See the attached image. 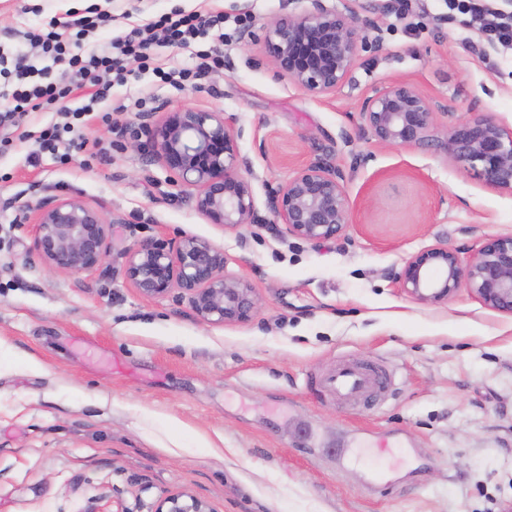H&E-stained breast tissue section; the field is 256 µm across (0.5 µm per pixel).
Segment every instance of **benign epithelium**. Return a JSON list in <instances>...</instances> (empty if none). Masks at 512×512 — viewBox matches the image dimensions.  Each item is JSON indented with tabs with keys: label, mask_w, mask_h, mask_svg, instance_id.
Instances as JSON below:
<instances>
[{
	"label": "benign epithelium",
	"mask_w": 512,
	"mask_h": 512,
	"mask_svg": "<svg viewBox=\"0 0 512 512\" xmlns=\"http://www.w3.org/2000/svg\"><path fill=\"white\" fill-rule=\"evenodd\" d=\"M312 8L290 13L266 28L264 51L273 76L289 78L316 95L336 93L350 79L366 49H378L370 19L310 0ZM364 129L383 148L437 145L483 184L512 194V127L488 114L441 126L437 112L414 85L392 81L373 89L361 106ZM153 153L176 184L194 190L196 210L227 229L272 224L311 243L345 235L351 223L346 177L324 163L298 168L268 198L269 218L258 215L250 170L241 155L242 132L228 125L224 112L177 106L144 126ZM35 226L33 250L57 273L96 272L109 252L112 223L79 196L49 198L24 215ZM224 250L184 236L175 242L142 241L125 253V274L147 299L178 290L202 321L245 323L258 312L259 298L244 279L226 272ZM395 281L421 304L448 301L465 287L488 309L512 316V234L490 236L464 263L459 252L435 245L412 255ZM157 512H211L188 493L167 496Z\"/></svg>",
	"instance_id": "obj_1"
}]
</instances>
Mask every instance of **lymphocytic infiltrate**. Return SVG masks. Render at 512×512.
Here are the masks:
<instances>
[{
    "instance_id": "f902f5d3",
    "label": "lymphocytic infiltrate",
    "mask_w": 512,
    "mask_h": 512,
    "mask_svg": "<svg viewBox=\"0 0 512 512\" xmlns=\"http://www.w3.org/2000/svg\"><path fill=\"white\" fill-rule=\"evenodd\" d=\"M451 6L460 13L471 15L490 38L512 43V22L488 9L484 0H452ZM223 24L224 16L220 13L213 15L177 9L112 41L107 53L95 50L71 52L53 32L31 35V45L39 48L42 54L64 63L65 70L57 76L48 66L39 68L28 64L19 67L18 86L11 94L9 111L20 117L31 112L56 113L59 120L41 131L39 148L58 155L60 162H69L72 158L70 149L75 145L69 134L77 119L107 98L112 82H106V75H113V82L127 81L126 59H134L140 69H147L155 46L163 43L181 45L204 39Z\"/></svg>"
}]
</instances>
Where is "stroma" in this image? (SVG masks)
<instances>
[{
	"label": "stroma",
	"mask_w": 512,
	"mask_h": 512,
	"mask_svg": "<svg viewBox=\"0 0 512 512\" xmlns=\"http://www.w3.org/2000/svg\"><path fill=\"white\" fill-rule=\"evenodd\" d=\"M371 18L381 39L352 81L320 96L274 79L254 31L302 0H0V51L30 53L28 33L96 7L114 21L84 41L101 49L175 9L223 13L224 66L183 89L155 75L194 66L196 46H160L154 66L107 97L111 122L87 114L69 163L38 150L52 120L33 112L0 129V512H156L171 493L211 512H512V317L468 290L420 304L394 282L406 260L443 244L469 259L481 239L512 233V195L484 186L443 150L378 146L361 104L375 86L413 83L453 124L488 113L512 126V50L488 44L446 0H326ZM142 107H135V100ZM188 105L223 111L242 130L260 215L301 166L343 170L344 237L319 244L265 224L208 223L188 188L154 158L144 124ZM105 147L98 156L96 147ZM78 195L113 220L102 270L53 273L19 218ZM191 235L223 249L260 307L246 323L201 321L179 292L142 297L125 250ZM342 364L392 378L370 402L344 401L321 379ZM390 466L372 491L364 469L324 456L341 435Z\"/></svg>",
	"instance_id": "35a3bbf8"
}]
</instances>
